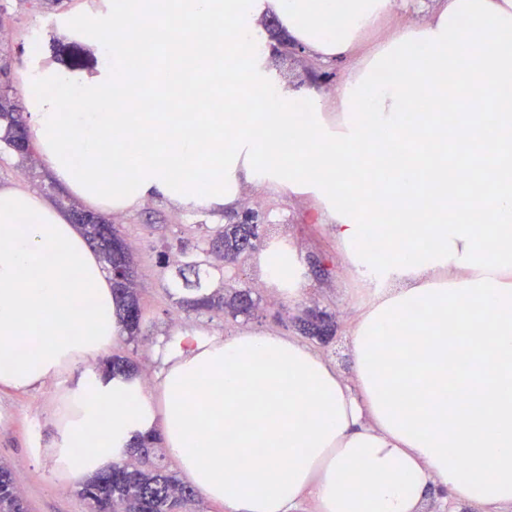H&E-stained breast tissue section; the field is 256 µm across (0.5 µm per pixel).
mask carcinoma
<instances>
[{"instance_id":"1","label":"carcinoma","mask_w":512,"mask_h":512,"mask_svg":"<svg viewBox=\"0 0 512 512\" xmlns=\"http://www.w3.org/2000/svg\"><path fill=\"white\" fill-rule=\"evenodd\" d=\"M0 125L4 134L0 137L5 146L23 158L28 157V149L19 145V134L26 133L22 113L15 111L9 94L0 95ZM88 244L98 251L102 261L130 263V256L121 253L110 254L106 251L102 239L109 231L104 224H82ZM251 232L249 224H235L226 231L219 232L209 243L205 255L194 251L183 253L184 269L199 274V270L210 265V258L233 262L242 252V240ZM119 307L120 322L123 331L135 340L143 335V313L134 280L130 279L113 288ZM244 292L234 291L224 294V289L216 288L210 292H197L184 298L180 305L192 311H210L229 309L242 312ZM102 372L112 377H128L134 367L124 357L113 356L103 362ZM156 453V441L137 439L131 443L129 459L120 465L98 475L80 491L87 501L90 512H172L185 507L195 500V489L181 483L162 465L152 461ZM0 512H29L26 500L18 493L12 467L0 463Z\"/></svg>"}]
</instances>
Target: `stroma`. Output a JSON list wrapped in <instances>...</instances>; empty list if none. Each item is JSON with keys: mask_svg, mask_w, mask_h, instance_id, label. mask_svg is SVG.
Returning <instances> with one entry per match:
<instances>
[{"mask_svg": "<svg viewBox=\"0 0 512 512\" xmlns=\"http://www.w3.org/2000/svg\"><path fill=\"white\" fill-rule=\"evenodd\" d=\"M84 0H61L33 5L32 0H0L7 14L0 26L10 40L4 51L9 63V96L16 108H23L26 46L33 30H45L46 61L70 72L92 73L98 64L85 44L56 35L57 15L82 7ZM270 67L287 84L315 87L333 96L341 69L309 55L288 58L271 55ZM0 183L31 190L53 200L65 211L81 204L63 193L49 177L37 157L21 159L0 153ZM255 212L260 226L254 250L221 269H210L208 285L250 290L256 308L249 315L229 311L188 312L179 306L184 294L179 259L183 248H206L218 231L238 223L243 212ZM117 232L133 250V265L146 338L129 340L120 336L109 352L132 360L138 378L152 382L161 366L157 349L176 347L187 341H203L212 335L229 336L243 331L272 332L309 345L342 373H350L351 363L346 332L356 315L358 283L349 265L337 251L329 230L316 217L314 202L303 196H289L274 190L244 185L238 210L199 213L182 210L163 198L147 200L138 209L109 213ZM280 243L295 251L305 281V292L295 303L286 302L277 288L263 276L259 258L271 244ZM322 318L329 336L320 339L303 333L300 320ZM66 384L59 377L26 394L0 390V462L13 466L16 484L32 512H89L80 497L79 486L63 481L52 471L49 460L31 451L34 436L50 440L51 420L58 411L59 397Z\"/></svg>", "mask_w": 512, "mask_h": 512, "instance_id": "stroma-1", "label": "stroma"}]
</instances>
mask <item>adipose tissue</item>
<instances>
[{
    "mask_svg": "<svg viewBox=\"0 0 512 512\" xmlns=\"http://www.w3.org/2000/svg\"><path fill=\"white\" fill-rule=\"evenodd\" d=\"M413 0H93L58 34L90 44L93 74L32 44L24 102L37 156L76 200L126 212L162 197L231 212L251 183L310 197L357 272L353 375L272 333L164 350L153 386L81 365L120 337L112 281L67 216L0 186V389L79 370L73 418L44 453L85 483L159 433L224 512H425L434 492L512 507V0H438L368 50L366 34ZM171 45L152 59L153 22ZM275 17V34L260 21ZM345 72L332 99L270 68L278 38ZM493 124L460 111L472 88ZM436 110L407 130L414 89ZM256 109L239 111L244 95ZM214 104L196 112L195 102ZM425 149L379 177L389 138ZM265 278L304 290L274 249Z\"/></svg>",
    "mask_w": 512,
    "mask_h": 512,
    "instance_id": "1",
    "label": "adipose tissue"
}]
</instances>
